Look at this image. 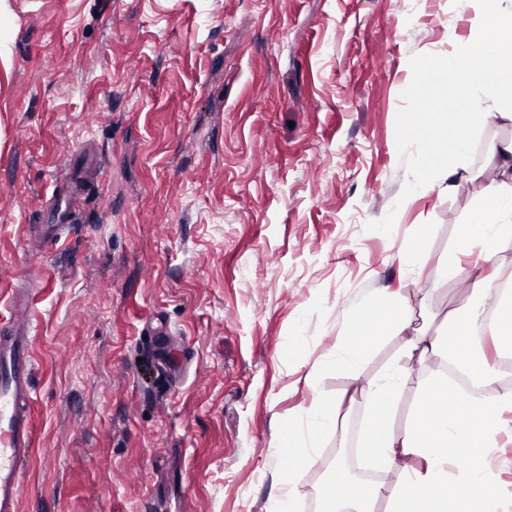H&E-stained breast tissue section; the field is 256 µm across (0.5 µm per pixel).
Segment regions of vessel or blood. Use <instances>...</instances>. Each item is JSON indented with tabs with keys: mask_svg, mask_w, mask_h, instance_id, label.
<instances>
[{
	"mask_svg": "<svg viewBox=\"0 0 512 512\" xmlns=\"http://www.w3.org/2000/svg\"><path fill=\"white\" fill-rule=\"evenodd\" d=\"M26 300L11 295V315L0 320V512H20L24 466L22 449L34 442L31 326L20 319Z\"/></svg>",
	"mask_w": 512,
	"mask_h": 512,
	"instance_id": "1",
	"label": "vessel or blood"
}]
</instances>
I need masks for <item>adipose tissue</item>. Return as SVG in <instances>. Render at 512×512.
I'll return each instance as SVG.
<instances>
[{
    "mask_svg": "<svg viewBox=\"0 0 512 512\" xmlns=\"http://www.w3.org/2000/svg\"><path fill=\"white\" fill-rule=\"evenodd\" d=\"M461 8L470 14V34L449 32L448 49L429 77L445 95L429 97L425 111L400 115L402 128L421 129L401 147L411 162V187L418 192L452 191L458 182L478 178L467 163L472 133L512 112V0H462ZM488 156L496 176L479 213L461 227L460 249L443 260L446 268L460 272L470 258L488 272L471 280V296L445 333L408 340L409 351L439 362L420 380L409 425L399 432L390 426L391 405L406 378L400 363L357 388L366 411L360 456L376 471L399 467L402 488L394 493L380 481L361 483L339 466L320 489L322 512H370L371 503L383 497L391 512H507L491 462L501 432L496 418L500 411H512V395L466 397L448 377L454 365L492 383L499 370L484 353L486 343L500 352L512 349V297L504 293L512 280L495 260L512 246V138L492 143ZM409 316L405 298L375 289L348 312V332L312 366L310 378L336 367L356 373L385 331L401 332ZM338 421L334 401L299 408L284 439L292 457L289 480L317 462L321 440Z\"/></svg>",
    "mask_w": 512,
    "mask_h": 512,
    "instance_id": "adipose-tissue-1",
    "label": "adipose tissue"
}]
</instances>
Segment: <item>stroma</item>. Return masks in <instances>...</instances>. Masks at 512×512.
I'll return each instance as SVG.
<instances>
[{
  "instance_id": "1",
  "label": "stroma",
  "mask_w": 512,
  "mask_h": 512,
  "mask_svg": "<svg viewBox=\"0 0 512 512\" xmlns=\"http://www.w3.org/2000/svg\"><path fill=\"white\" fill-rule=\"evenodd\" d=\"M454 0H6L0 32V298L31 309L36 439L21 512H268L308 377L371 289L445 332L469 296L440 260L486 181L411 192L395 152L416 61ZM85 156L73 227L35 252L55 178ZM419 245L418 285L401 251ZM304 322L306 338L295 327ZM359 409L292 486L298 512L347 459Z\"/></svg>"
}]
</instances>
